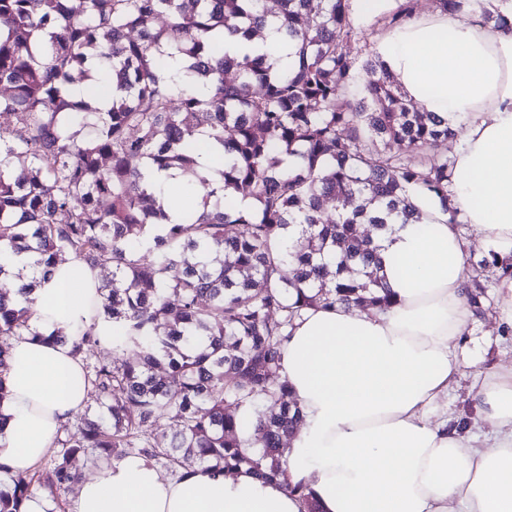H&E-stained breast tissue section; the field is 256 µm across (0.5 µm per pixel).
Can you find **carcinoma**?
I'll use <instances>...</instances> for the list:
<instances>
[{"mask_svg": "<svg viewBox=\"0 0 512 512\" xmlns=\"http://www.w3.org/2000/svg\"><path fill=\"white\" fill-rule=\"evenodd\" d=\"M436 3L512 31V16L482 0ZM271 25L294 50L288 69L271 53L225 51L224 34ZM357 37L349 0H0V257L24 252L44 277L62 253L112 266L94 321L55 336H70L78 352L103 341L137 349L88 367L110 423L87 419L57 437L47 465L58 488L79 483L75 461L89 454H146L184 476L197 465L278 476L282 436L299 419L279 376L283 336L302 310L358 303L380 287L358 225L416 221L411 188L459 223L452 162L438 150L457 143L462 124L415 110L375 59L365 62V95L346 99ZM78 80L111 95L109 107L74 98ZM203 138L221 148L215 177L197 170ZM398 143L417 156L392 151ZM283 154L295 166L282 168ZM150 169L189 176L202 208L163 223ZM236 192L256 209H236ZM488 269L512 278V255L469 262L477 315ZM2 274L0 264V335L13 336L29 308L12 298L28 290ZM161 417L168 438L153 432ZM248 426L260 434L253 452ZM33 484L30 474L14 478L0 512H22Z\"/></svg>", "mask_w": 512, "mask_h": 512, "instance_id": "1", "label": "carcinoma"}]
</instances>
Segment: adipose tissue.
I'll list each match as a JSON object with an SVG mask.
<instances>
[{
	"mask_svg": "<svg viewBox=\"0 0 512 512\" xmlns=\"http://www.w3.org/2000/svg\"><path fill=\"white\" fill-rule=\"evenodd\" d=\"M387 71L422 111L465 120L448 187L458 219L512 245V31L443 9L380 37ZM419 224L375 233L388 303L303 310L279 373L301 422L274 481L243 469L166 475L133 454L81 480L70 512H512V366L476 370L463 348L468 254L437 202ZM100 276L74 259L33 281L26 330L8 341L0 382V461L27 474L51 450L90 383L82 358L49 335L92 320ZM483 433L448 424L462 369Z\"/></svg>",
	"mask_w": 512,
	"mask_h": 512,
	"instance_id": "ef3b65f1",
	"label": "adipose tissue"
}]
</instances>
